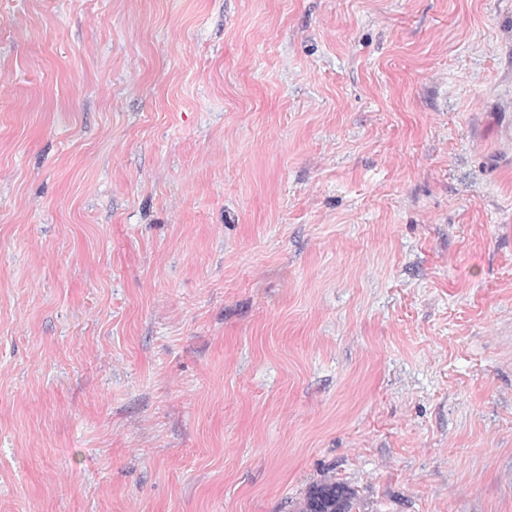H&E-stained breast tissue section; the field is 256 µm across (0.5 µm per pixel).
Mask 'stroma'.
Segmentation results:
<instances>
[{
    "label": "stroma",
    "instance_id": "35a3bbf8",
    "mask_svg": "<svg viewBox=\"0 0 512 512\" xmlns=\"http://www.w3.org/2000/svg\"><path fill=\"white\" fill-rule=\"evenodd\" d=\"M512 512V0H0V512ZM359 512L354 490L341 482L325 480L314 486L299 502L297 512Z\"/></svg>",
    "mask_w": 512,
    "mask_h": 512
}]
</instances>
